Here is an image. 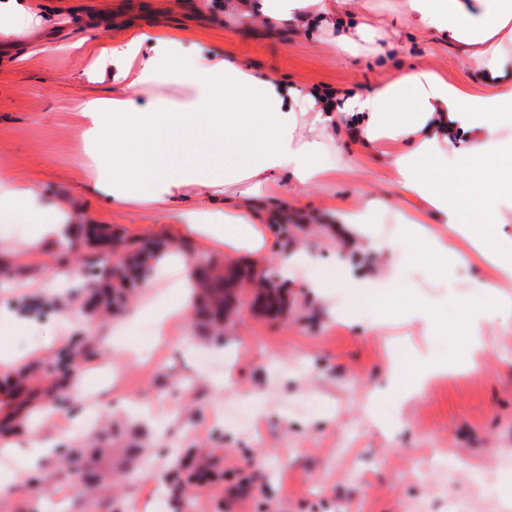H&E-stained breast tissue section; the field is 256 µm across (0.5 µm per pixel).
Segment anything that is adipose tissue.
<instances>
[{"label": "adipose tissue", "mask_w": 512, "mask_h": 512, "mask_svg": "<svg viewBox=\"0 0 512 512\" xmlns=\"http://www.w3.org/2000/svg\"><path fill=\"white\" fill-rule=\"evenodd\" d=\"M402 9L416 33L447 41L479 69L483 95L411 68L394 70L371 92L328 99L221 55L184 56L172 30L134 31L101 47L116 91L80 106L102 173L98 190L116 203L180 200V223L203 245H223L232 263L271 249L268 226L250 216L258 190L283 178L299 189L324 185L347 166L339 140L364 150L385 142L393 149L394 188L417 205L418 219L398 217L385 233L376 207L344 208L332 199L328 236L387 253L411 243L443 274L454 241L465 242L493 276L473 289L512 309L511 295L491 289L512 285V252L500 234L512 212V0H403ZM263 20L276 31L336 32L355 53L395 50L390 18L352 12L347 0H266ZM168 81L179 84V97L136 103L139 88ZM219 185L239 192L215 205L209 190ZM429 213L440 217L436 227L425 226ZM0 223L28 225L25 244L35 253L66 245L77 231L67 202L46 201L8 167L0 169Z\"/></svg>", "instance_id": "ef3b65f1"}]
</instances>
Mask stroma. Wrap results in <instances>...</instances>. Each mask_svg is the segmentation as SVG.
<instances>
[{"label":"stroma","mask_w":512,"mask_h":512,"mask_svg":"<svg viewBox=\"0 0 512 512\" xmlns=\"http://www.w3.org/2000/svg\"><path fill=\"white\" fill-rule=\"evenodd\" d=\"M225 0H31L25 33L0 16V164L35 183L48 200L66 198L79 218L64 246L28 256L21 227L0 231V481L12 479L0 512H512V315L487 330L488 349L474 371L446 374L421 398L392 409L375 395L385 383L389 349H405L404 371L464 354L469 310L482 303L471 284L490 280L488 268L459 244L465 263L442 278L430 263L408 264V295L368 297L361 315L345 321L305 280L344 270H380L388 255L322 236L318 225L292 224L277 249L255 262L280 285L283 308L272 314L251 284L241 283L224 322L200 315L206 296L185 293V279L203 267L224 272V250L203 247L160 201L135 197L112 205L97 192L98 167L78 105L112 95V75L91 73L99 47L134 29L181 33L185 55L206 48L300 89L368 92L395 67H425L476 91L480 72L455 51L423 39L398 17L394 59L354 56L335 34L296 29L281 38L259 20L263 0H250L253 21L230 23ZM349 171L328 188L275 190V205L303 214L328 197L346 205L380 201L401 208L392 188L389 155L343 146ZM177 247L183 269L123 288L118 307L88 305L89 288L112 269L113 255ZM307 250L314 262L303 282L284 285L281 254ZM77 269L74 280L63 271ZM67 294L58 312L45 301ZM186 303L164 337L134 319L143 303ZM423 302L448 319L447 330L401 321ZM388 305L384 330L371 325ZM84 348L75 386L56 385L52 367L65 360L64 338ZM236 386L215 395L213 380ZM52 448L39 466L19 449L28 439ZM206 480H195L198 467ZM183 491L173 492L174 483Z\"/></svg>","instance_id":"35a3bbf8"}]
</instances>
